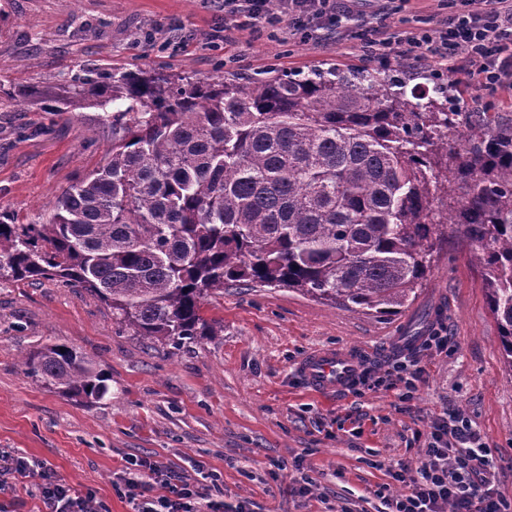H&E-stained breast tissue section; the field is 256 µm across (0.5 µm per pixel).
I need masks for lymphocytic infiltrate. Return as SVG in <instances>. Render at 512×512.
<instances>
[{"label": "lymphocytic infiltrate", "instance_id": "1", "mask_svg": "<svg viewBox=\"0 0 512 512\" xmlns=\"http://www.w3.org/2000/svg\"><path fill=\"white\" fill-rule=\"evenodd\" d=\"M444 29H419L395 40L379 29L367 44L387 59L433 61L446 68L464 62L479 88L512 92V0H459ZM278 14L291 33L316 39L319 31L341 23L336 0H279ZM489 449L459 411L435 421L421 457L417 479L406 494L391 496L390 512H512V502L494 496L484 470ZM150 478L131 497L132 512H220L206 493L179 481L178 474L157 463L144 464ZM178 487L177 497L165 495ZM46 512H92L95 497L52 476L39 486Z\"/></svg>", "mask_w": 512, "mask_h": 512}]
</instances>
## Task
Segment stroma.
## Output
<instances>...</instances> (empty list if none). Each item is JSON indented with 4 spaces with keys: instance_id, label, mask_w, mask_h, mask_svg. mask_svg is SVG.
Masks as SVG:
<instances>
[{
    "instance_id": "stroma-1",
    "label": "stroma",
    "mask_w": 512,
    "mask_h": 512,
    "mask_svg": "<svg viewBox=\"0 0 512 512\" xmlns=\"http://www.w3.org/2000/svg\"><path fill=\"white\" fill-rule=\"evenodd\" d=\"M450 12L449 0H353L340 26L305 42L283 23L240 27L225 18L224 0H0V213L19 224L47 214L112 145L100 108L61 115L9 93L55 88L87 71L253 80L378 69L362 30L436 29ZM390 66L410 89L449 85L461 111L512 117V99L480 94L464 66L439 76L406 61ZM203 313L223 322V335L176 350L131 335L81 289L0 278V451L95 491L107 512H131L125 484L113 478L135 459L195 486L205 472L220 473L211 497L226 512L241 501L253 512H387L385 495L411 490L393 472L422 454L434 419L458 410L489 447L494 494L512 501V374L481 271L456 240L443 244L426 285L391 319L251 282L225 287ZM442 326L447 351L422 350L421 338ZM413 334L419 342L404 346ZM50 345L92 358L111 377L110 394L77 403L28 375L23 356ZM323 347L356 355L361 383L315 392L298 365ZM410 356L421 376L405 401L399 382L377 378ZM38 481L34 472L1 475L0 512H42ZM305 482L310 493L298 494Z\"/></svg>"
}]
</instances>
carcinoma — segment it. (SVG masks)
<instances>
[{
	"mask_svg": "<svg viewBox=\"0 0 512 512\" xmlns=\"http://www.w3.org/2000/svg\"><path fill=\"white\" fill-rule=\"evenodd\" d=\"M434 93L336 69L244 82L141 70L32 88L45 112L95 97L112 147L39 220H0V278L81 288L132 335L178 350L224 334L202 308L234 282L396 317L451 224L483 272L512 372V122ZM24 366L75 402L111 389L69 347L32 350Z\"/></svg>",
	"mask_w": 512,
	"mask_h": 512,
	"instance_id": "cac0c4a2",
	"label": "carcinoma"
}]
</instances>
